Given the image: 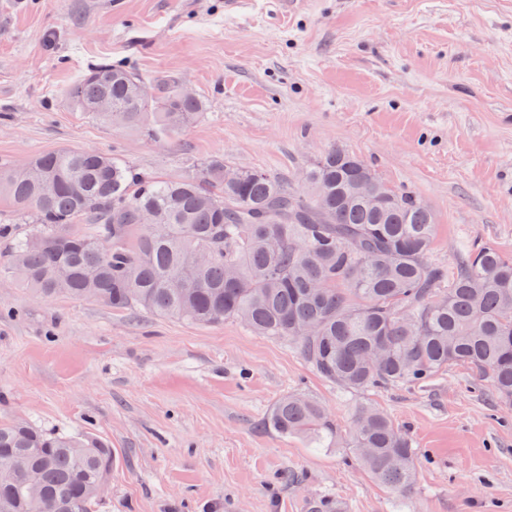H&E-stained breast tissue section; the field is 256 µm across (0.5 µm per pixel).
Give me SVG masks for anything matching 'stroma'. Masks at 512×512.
I'll return each mask as SVG.
<instances>
[{"mask_svg": "<svg viewBox=\"0 0 512 512\" xmlns=\"http://www.w3.org/2000/svg\"><path fill=\"white\" fill-rule=\"evenodd\" d=\"M0 0V164L91 149L162 178L204 159L299 185L328 148L431 208L430 259L512 255V0ZM173 74L205 101L169 142L115 129L68 87L91 66ZM0 239V417L97 434L116 455L100 512H512V404L455 367L425 387L346 391L288 341L86 298L33 296ZM301 392L347 433L384 411L417 450L411 495L347 449L283 437Z\"/></svg>", "mask_w": 512, "mask_h": 512, "instance_id": "35a3bbf8", "label": "stroma"}]
</instances>
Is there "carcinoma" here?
Wrapping results in <instances>:
<instances>
[{"label": "carcinoma", "instance_id": "obj_1", "mask_svg": "<svg viewBox=\"0 0 512 512\" xmlns=\"http://www.w3.org/2000/svg\"><path fill=\"white\" fill-rule=\"evenodd\" d=\"M141 77L125 65L98 66L74 82L83 112L154 139L178 136L204 110L178 80L154 81L158 99H139ZM112 102L95 112L97 100ZM230 169L212 157L179 178H149L97 152L34 156L24 173L0 166V194L32 224L10 236L8 264L43 298L83 297L117 311H145L202 326L235 320L259 336L293 342L324 380L348 391L424 387L452 366L469 368L497 399L512 404V256L475 243L447 272L431 262L434 215L413 191L381 179L338 147L302 172L294 188L271 175ZM368 176L385 198L355 195ZM56 183L42 193L44 182ZM146 213L158 223L144 224ZM277 433L319 448L350 449L364 471L406 496L416 483V452L380 409L361 406L342 438L331 415L304 394L272 408ZM23 458L37 472L41 498L25 485L0 484V512H96L92 487L109 480L112 449L88 432H45L0 419V467Z\"/></svg>", "mask_w": 512, "mask_h": 512}]
</instances>
